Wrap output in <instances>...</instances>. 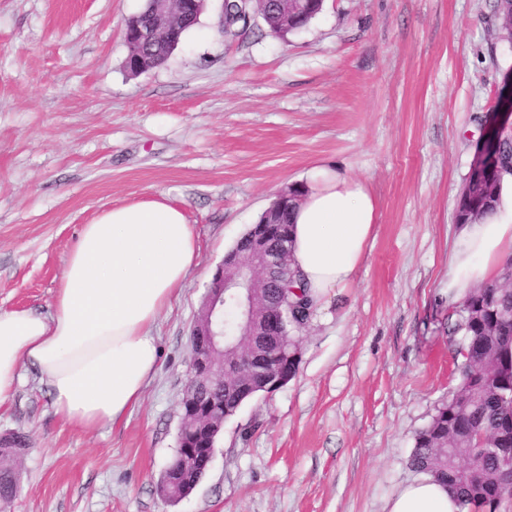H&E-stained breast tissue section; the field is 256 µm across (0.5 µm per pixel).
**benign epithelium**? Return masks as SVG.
Masks as SVG:
<instances>
[{"instance_id": "benign-epithelium-1", "label": "benign epithelium", "mask_w": 512, "mask_h": 512, "mask_svg": "<svg viewBox=\"0 0 512 512\" xmlns=\"http://www.w3.org/2000/svg\"><path fill=\"white\" fill-rule=\"evenodd\" d=\"M200 0H152L151 11L144 19L133 17L124 28L125 42L137 48L156 40L176 42L182 19L190 15ZM275 8L283 22L301 7L299 0H256L255 12ZM288 192L278 194L251 233L224 256L217 267L206 299L192 329L191 371L180 403L182 419L189 422L192 435L184 437L181 448L190 457L212 460L210 442L213 427L209 413L212 404L203 402L204 391L226 378L247 384L254 370L252 350L257 336H286L291 319L283 306L278 288L288 270L290 252L284 245L286 233L278 228L275 214L288 204ZM236 299L239 335L244 351L227 353L228 336L224 329V299ZM290 375L280 369L265 376L266 393L282 388Z\"/></svg>"}]
</instances>
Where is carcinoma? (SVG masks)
I'll list each match as a JSON object with an SVG mask.
<instances>
[{
    "mask_svg": "<svg viewBox=\"0 0 512 512\" xmlns=\"http://www.w3.org/2000/svg\"><path fill=\"white\" fill-rule=\"evenodd\" d=\"M502 19L496 39L509 41L508 21L512 19V0H495ZM491 162L485 170L486 185L480 190L461 193L455 220L472 223L494 210L503 176L512 175V135L505 129L487 146ZM293 321L304 323L312 315L313 301L294 270L283 281V292ZM452 331L460 335L456 357L458 381L415 437L410 466L429 474L448 486L467 512H496L502 499L512 497V488L501 480L504 464L512 462V260L503 267L499 281L469 288L465 297L448 308ZM299 352L295 337L273 336L261 348L260 359L268 366L297 371ZM224 412L234 415L247 400L240 389H224ZM482 431L487 447H471L470 438ZM0 501L8 502L17 491L13 462L8 456L26 444L25 437L10 435L0 439ZM179 470L178 485L168 488L160 481L165 497L177 501L184 489L199 483L208 463L201 458L183 461L182 451L173 458Z\"/></svg>",
    "mask_w": 512,
    "mask_h": 512,
    "instance_id": "cac0c4a2",
    "label": "carcinoma"
}]
</instances>
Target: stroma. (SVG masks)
<instances>
[{
  "label": "stroma",
  "instance_id": "35a3bbf8",
  "mask_svg": "<svg viewBox=\"0 0 512 512\" xmlns=\"http://www.w3.org/2000/svg\"><path fill=\"white\" fill-rule=\"evenodd\" d=\"M145 0H0V309L50 317L81 228L158 197L199 254L155 334L160 366L116 425L54 412L30 367L0 407L20 434L0 512H385L416 433L456 384L448 255L512 44L493 0H324L273 37L220 34L222 0L157 68H125ZM321 163L365 182L376 236L353 283L299 332L295 377L225 420L206 476L159 489L178 446L190 333L216 268L281 190Z\"/></svg>",
  "mask_w": 512,
  "mask_h": 512
}]
</instances>
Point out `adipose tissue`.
Masks as SVG:
<instances>
[{
	"label": "adipose tissue",
	"mask_w": 512,
	"mask_h": 512,
	"mask_svg": "<svg viewBox=\"0 0 512 512\" xmlns=\"http://www.w3.org/2000/svg\"><path fill=\"white\" fill-rule=\"evenodd\" d=\"M377 203L367 185L336 169L315 167L292 222L291 260L317 302L348 287L375 238ZM198 256L181 209L147 200L105 211L84 225L71 252L54 312L0 310V406L33 367L64 421L94 430L119 421L141 400L156 373L153 333ZM512 259V177L496 209L464 225L449 258L448 297L495 280ZM387 512H461L431 476L404 486Z\"/></svg>",
	"instance_id": "ef3b65f1"
}]
</instances>
